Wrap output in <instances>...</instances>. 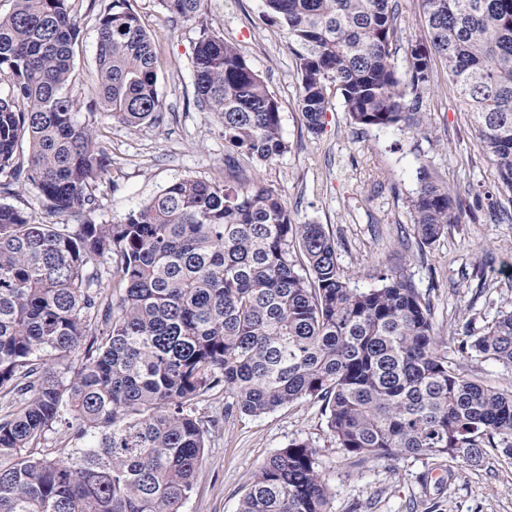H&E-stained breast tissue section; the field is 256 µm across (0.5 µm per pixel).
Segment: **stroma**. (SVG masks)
Instances as JSON below:
<instances>
[{"mask_svg": "<svg viewBox=\"0 0 512 512\" xmlns=\"http://www.w3.org/2000/svg\"><path fill=\"white\" fill-rule=\"evenodd\" d=\"M110 2L70 0L80 48L67 91L85 108L98 98L97 23ZM129 3L155 45L164 110L157 122L135 128L101 118L113 181L101 188L95 222L122 223L182 178L223 180L224 131L195 103L192 55L203 32L224 37L280 101L288 143L274 162L247 164L248 175L286 201L295 223L324 226L351 287H376L383 271L411 282L431 303L443 351L463 357L481 383L512 394V367L459 352L466 337L483 334L512 309V221L499 217L512 206V192L481 151L445 68H436L423 103L426 133L353 125L334 93L325 129L316 135L299 106L295 51L287 33L267 22L262 0H206L198 21L172 20L158 0ZM424 170L463 203L459 222L429 245L413 233L412 201ZM227 403L216 389L196 405L198 416L218 423L208 429L205 462L183 512H237L263 461L296 440L318 452L330 512H512V458L500 449L453 465L440 456L360 461L337 445L321 401L301 399L257 417L226 413Z\"/></svg>", "mask_w": 512, "mask_h": 512, "instance_id": "1", "label": "stroma"}]
</instances>
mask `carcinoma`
I'll return each instance as SVG.
<instances>
[{
    "label": "carcinoma",
    "mask_w": 512,
    "mask_h": 512,
    "mask_svg": "<svg viewBox=\"0 0 512 512\" xmlns=\"http://www.w3.org/2000/svg\"><path fill=\"white\" fill-rule=\"evenodd\" d=\"M175 19L205 0H159ZM297 46L300 104L319 134L336 88L350 122L425 131L423 102L444 65L512 189V0H421L424 36L394 48L397 0H264ZM80 27L70 0H12L0 15V192L31 185L47 216L0 203V512H182L205 457L195 415L222 389L227 410L261 416L323 402L352 457L446 455L471 462L485 439L512 457V394L439 350L430 302L382 272L349 286L321 224H296L274 190L183 178L121 224L91 217L111 161L96 116L158 119V59L128 0L98 18L95 111L66 92ZM194 98L225 146L257 163L288 150L281 107L237 47L203 32ZM414 234L431 244L461 200L420 171ZM304 264L297 265L295 252ZM100 259L115 284L94 288ZM84 356L70 362L85 342ZM512 366V311L461 345ZM67 439L51 447L50 435ZM317 451L294 441L259 467L239 512H328Z\"/></svg>",
    "instance_id": "cac0c4a2"
}]
</instances>
